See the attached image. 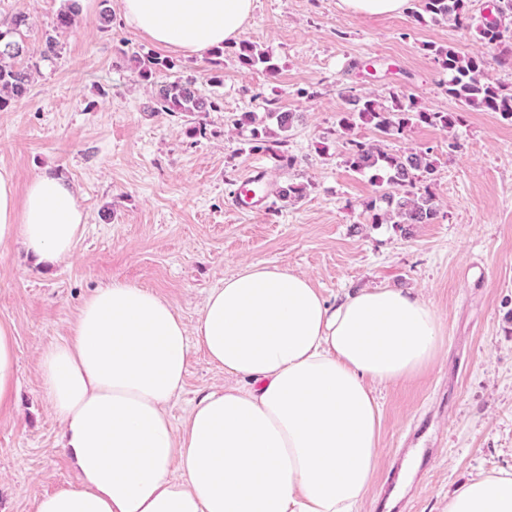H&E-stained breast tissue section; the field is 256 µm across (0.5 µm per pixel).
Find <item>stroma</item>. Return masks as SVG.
Wrapping results in <instances>:
<instances>
[{"label":"stroma","instance_id":"35a3bbf8","mask_svg":"<svg viewBox=\"0 0 512 512\" xmlns=\"http://www.w3.org/2000/svg\"><path fill=\"white\" fill-rule=\"evenodd\" d=\"M338 2L254 0L242 37L271 58L275 78L242 68L230 43L221 65L186 57L183 70L144 82L135 57L168 49L124 25L117 0H80V23L58 34L59 55L33 72L25 99L0 110V167L13 172L18 191L39 173L58 174L86 214L73 255L59 262H37L16 242L0 245V321L14 330L19 377L12 405L0 409V512H34L42 495L77 481L41 392L39 356L68 335L95 288L114 280L151 288L191 326L207 292L255 262L310 277L332 302L359 288H412L440 317L436 363L377 390L382 452L362 512H378L389 475L425 450L423 474L400 491V512H444L458 483L512 467V122L459 107L429 51L451 45L485 56L489 81L512 93V61L498 62L478 29L494 0H468L466 28L415 18L419 0L390 16L349 14ZM63 5L0 0V17L26 14L23 34L34 50ZM105 8L114 17L103 29ZM180 77L217 109L155 111L161 87ZM346 92L459 112L453 128L422 124L379 141L387 151L431 150L433 223H367L375 186L345 164L342 143L376 135L368 126L337 132ZM285 111L296 115L286 148L297 163L271 170L270 181L305 183V197H271L259 213L234 210L242 176L267 161L237 118L252 112L262 122ZM223 384V370L192 347L184 390L168 407L173 423L183 426L194 400Z\"/></svg>","mask_w":512,"mask_h":512}]
</instances>
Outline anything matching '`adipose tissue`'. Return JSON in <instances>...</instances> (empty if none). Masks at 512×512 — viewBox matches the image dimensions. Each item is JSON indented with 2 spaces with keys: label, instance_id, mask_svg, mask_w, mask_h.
I'll list each match as a JSON object with an SVG mask.
<instances>
[{
  "label": "adipose tissue",
  "instance_id": "1",
  "mask_svg": "<svg viewBox=\"0 0 512 512\" xmlns=\"http://www.w3.org/2000/svg\"><path fill=\"white\" fill-rule=\"evenodd\" d=\"M254 0H118L124 23L203 57L244 32ZM86 215L73 187L41 174L17 195L0 168V243L39 258L73 254ZM232 381L197 399L176 428L192 345ZM442 347L441 321L412 290L365 288L328 302L288 268L249 263L210 289L194 326L151 289L97 288L69 335L39 358L79 482L35 512H360L381 450L377 387L415 376ZM18 365L0 322V406ZM446 512H512V470L481 474Z\"/></svg>",
  "mask_w": 512,
  "mask_h": 512
}]
</instances>
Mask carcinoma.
I'll list each match as a JSON object with an SVG mask.
<instances>
[{"label": "carcinoma", "mask_w": 512, "mask_h": 512, "mask_svg": "<svg viewBox=\"0 0 512 512\" xmlns=\"http://www.w3.org/2000/svg\"><path fill=\"white\" fill-rule=\"evenodd\" d=\"M422 8L434 20H452L466 27L470 17L464 11L465 0H421ZM77 0H71L57 14L52 30H67L80 22ZM27 26V16L15 14L0 19V109L9 102H18L26 97L32 79L33 62L17 66L14 60L31 57L23 40L22 28ZM482 39L492 48L503 43L504 30L501 20L486 17L479 27ZM59 44L53 34L43 35L39 57L50 61L58 56ZM443 72L448 74V96L472 109L497 112L505 120L512 121V94L502 92L487 79L488 61L482 57H464L452 46L430 47ZM236 57L240 66L259 72L268 78L276 74L270 58L243 40L238 45ZM181 67L179 61L169 57L148 55L137 60V73L141 80L148 81L158 71H172ZM353 107L337 113V126L349 132L357 125L371 126L381 138L392 139L406 130L427 124L451 129L457 122L454 112H428L417 106L413 99L404 103L395 100L389 107L375 99L344 95ZM216 103L199 95L195 82L177 79L159 90L154 111L164 113L209 112ZM239 123L251 124L252 149L268 155L274 168L292 167L295 159L280 149L281 141L272 139L267 128L254 126V113L246 112ZM345 162L352 170L372 172L376 196L365 204L372 224H430L437 217V205L431 184L435 180L437 162L430 150L387 152L372 142L350 138L343 143ZM307 185L291 182L277 188L278 196L295 202L302 199Z\"/></svg>", "instance_id": "cac0c4a2"}]
</instances>
